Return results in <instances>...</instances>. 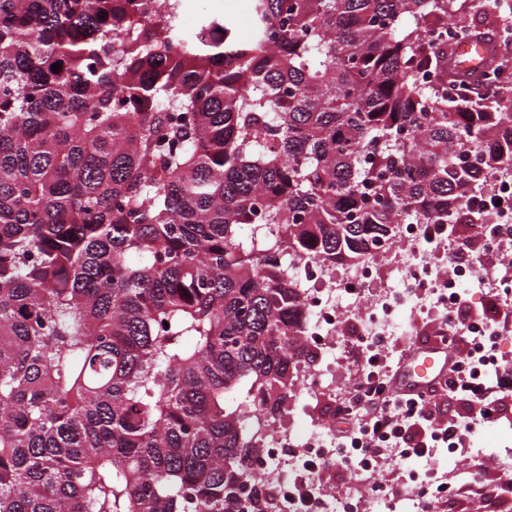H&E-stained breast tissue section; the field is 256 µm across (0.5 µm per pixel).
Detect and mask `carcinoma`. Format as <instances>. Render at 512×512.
<instances>
[{"mask_svg":"<svg viewBox=\"0 0 512 512\" xmlns=\"http://www.w3.org/2000/svg\"><path fill=\"white\" fill-rule=\"evenodd\" d=\"M475 2L512 27V0H251L241 41L180 0H0V512H267L295 262L482 221L512 171V76L486 58L472 100L448 60ZM266 447L269 448L266 457H262L258 459L252 466L256 472H268L269 474L274 476L275 482H277L275 475L271 473L268 469V465H263L265 462H269L272 459H276L280 455H286L288 452V440L285 443H282V440H279L275 434L272 432L267 434Z\"/></svg>","mask_w":512,"mask_h":512,"instance_id":"obj_1","label":"carcinoma"}]
</instances>
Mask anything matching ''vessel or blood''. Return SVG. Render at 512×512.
<instances>
[{
    "mask_svg": "<svg viewBox=\"0 0 512 512\" xmlns=\"http://www.w3.org/2000/svg\"><path fill=\"white\" fill-rule=\"evenodd\" d=\"M486 43L477 39L449 49L450 59L471 74H480L485 60ZM455 361L454 355L441 339L418 344L400 362L394 376V385L402 394L417 395L428 392L431 385L447 376Z\"/></svg>",
    "mask_w": 512,
    "mask_h": 512,
    "instance_id": "b4317fda",
    "label": "vessel or blood"
}]
</instances>
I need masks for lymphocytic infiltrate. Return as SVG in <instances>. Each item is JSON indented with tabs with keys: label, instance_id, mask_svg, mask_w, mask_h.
I'll return each instance as SVG.
<instances>
[{
	"label": "lymphocytic infiltrate",
	"instance_id": "obj_1",
	"mask_svg": "<svg viewBox=\"0 0 512 512\" xmlns=\"http://www.w3.org/2000/svg\"><path fill=\"white\" fill-rule=\"evenodd\" d=\"M434 307L446 308L447 317L456 322L458 332L449 337L448 347L456 361L448 377L450 397L464 400L470 409L466 416L448 421L433 419L436 406L433 395L398 394L389 375L386 357L374 341L360 340V363L354 380L332 415L343 428L333 441L357 460L364 483L383 491L395 500L409 494L423 499L426 507L447 503L457 487L456 481L433 476L425 483L409 478H386L380 457L389 452L402 461L416 458L430 461L437 449L470 453L468 438L480 426L501 423L506 396L505 384L496 378L501 369L499 335L512 328V305L494 306L492 312L474 309L464 292L436 291ZM486 324V336L475 337L471 321ZM296 463L288 473V500L293 512H328L329 503L319 494L315 477L328 469V462L317 455L295 450Z\"/></svg>",
	"mask_w": 512,
	"mask_h": 512
}]
</instances>
